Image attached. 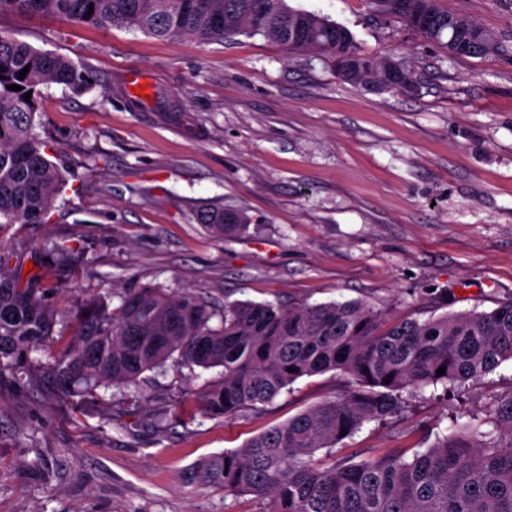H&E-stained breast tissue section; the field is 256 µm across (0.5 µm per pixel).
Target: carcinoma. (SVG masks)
<instances>
[{"mask_svg": "<svg viewBox=\"0 0 512 512\" xmlns=\"http://www.w3.org/2000/svg\"><path fill=\"white\" fill-rule=\"evenodd\" d=\"M368 3L408 27L417 0ZM429 7L432 23L414 29L423 47L448 50L450 17L481 29L444 0H431ZM3 13L127 27L169 40L260 34L291 52L319 50L333 62L350 57L355 72L349 82L358 86L384 83L390 62L361 53L347 28L287 0H0ZM92 78L69 57L0 29V224L43 223L65 183L35 132L40 87L57 84L80 93ZM198 221L226 239L249 228L243 217L222 209L203 212ZM13 258L0 253V362L19 371L33 348L52 343L63 393L93 399L102 387L134 385L173 360L191 373L220 369L197 401L203 415L228 419L272 402L300 378L328 371L343 377L339 395L241 448L203 459L194 471L201 484L226 495H251L267 504L264 512H512L511 393L423 451L386 448L358 462L349 454L329 464L316 458L324 448L333 454L364 423L402 413L403 393L478 381L512 360V298L490 311L420 320L363 301L283 307L236 300L220 309L190 292L145 285L124 292L115 308L104 297L87 298L70 328L57 331L48 288L38 274L22 279L16 273L22 265ZM442 366L445 374L439 375Z\"/></svg>", "mask_w": 512, "mask_h": 512, "instance_id": "obj_1", "label": "carcinoma"}]
</instances>
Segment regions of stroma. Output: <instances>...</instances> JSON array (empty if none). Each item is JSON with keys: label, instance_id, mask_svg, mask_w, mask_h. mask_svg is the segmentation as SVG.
Returning a JSON list of instances; mask_svg holds the SVG:
<instances>
[{"label": "stroma", "instance_id": "obj_1", "mask_svg": "<svg viewBox=\"0 0 512 512\" xmlns=\"http://www.w3.org/2000/svg\"><path fill=\"white\" fill-rule=\"evenodd\" d=\"M288 3L347 27L362 53L404 62L415 92L352 85L323 54L260 35L169 41L0 15L1 29L96 76L79 94L42 87L36 131L67 185L45 223L0 224V247L55 284L59 320L145 284L219 304L362 300L422 319L443 299L465 312L512 297V0H447L503 47L454 60L366 0ZM131 67L170 111L119 93ZM214 204L248 233L200 224ZM55 242L77 262L47 266ZM30 358L28 373L0 369V512H262L190 471L343 388L334 371L303 377L259 409L210 419L196 395L217 370L188 380L169 365L145 373L138 397L112 387L96 402L59 394L47 348ZM511 392L509 360L454 395L408 397L342 446L425 449Z\"/></svg>", "mask_w": 512, "mask_h": 512}]
</instances>
